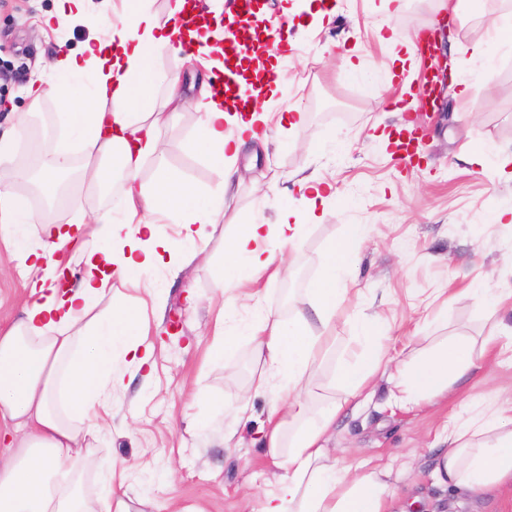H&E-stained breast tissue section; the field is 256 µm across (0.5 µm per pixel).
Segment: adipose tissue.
<instances>
[{"label": "adipose tissue", "instance_id": "obj_1", "mask_svg": "<svg viewBox=\"0 0 512 512\" xmlns=\"http://www.w3.org/2000/svg\"><path fill=\"white\" fill-rule=\"evenodd\" d=\"M185 6V0H175L162 16L150 0H120L112 9L107 41L83 57L58 56L51 65L57 79L49 89L27 88L32 108L49 95L67 109L70 140L58 146L38 183L48 200L57 199L58 175L71 165L76 149L89 161L83 181H97L92 160L112 154L123 162L125 181L121 209L97 214L91 232L74 234L47 222L36 237L23 230L36 220L28 197L0 183V240L31 273L37 295L22 318L0 332V417L29 430L20 445L8 441L0 447V512H88L82 476L96 461L81 447L77 426L93 422L97 405L122 385L115 360L139 369L153 351L143 339L146 321L139 309L116 307L93 322L88 315L119 287L137 284L156 267L178 274L185 261L196 257L195 244L205 228L224 215L223 192L198 191L172 169L158 168L151 186L139 180L143 160L156 155L169 121L153 93L159 80L154 60L178 56L189 42L206 55L208 69L224 67L209 25L180 23ZM254 95L242 112L231 113L212 84L200 90V122L188 147L202 152L223 180L233 176L246 144L269 140L262 127L276 92L261 87ZM306 188L303 211L280 204L275 223L253 217L242 225L228 246L219 288L235 287L270 268L274 257L260 249V242L273 237L282 246H296L303 230L299 215L315 217L327 200L321 181L310 180ZM160 216L183 226L184 250L159 251L153 226ZM360 235L355 226L344 241L326 246L307 302L293 307L288 323L264 311L244 328L266 367L253 388L274 395L262 441L284 470L259 500L257 512H389L392 489L386 470L331 457L327 446L338 414L380 371L379 358L369 353L340 368L342 399L315 412L306 401L336 316L351 297L342 276L358 260ZM76 259L82 265L79 288L59 291L56 280ZM480 359L469 337L441 340L390 374L391 393L404 406L431 403L478 369ZM482 403L483 412L455 424L449 433L436 474L472 492L512 488V401L500 403L491 393Z\"/></svg>", "mask_w": 512, "mask_h": 512}]
</instances>
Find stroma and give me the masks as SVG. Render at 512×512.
Instances as JSON below:
<instances>
[{"label": "stroma", "instance_id": "obj_1", "mask_svg": "<svg viewBox=\"0 0 512 512\" xmlns=\"http://www.w3.org/2000/svg\"><path fill=\"white\" fill-rule=\"evenodd\" d=\"M437 8V0H406L398 12L386 0H337L322 24L287 17L296 36L281 63L289 85L273 115L268 145L245 148L238 157L240 179L224 197L222 222L199 240L200 256L178 275L156 268L117 298L146 307L153 366L124 368V382L114 388L91 443L97 467L83 477L87 494L97 492L109 474L127 492L131 512H251L279 468L261 443L271 395H250V419H234L237 399L250 394L252 381L264 371L237 325L252 319L259 306L287 321L290 301L304 299L319 274L326 243L346 237L352 225L362 226L364 238L357 266L343 279L362 295L336 318V340L313 376L312 408L341 397L338 370L361 352L354 341L360 320H375L382 361L404 363L439 337L479 339L500 320L512 324L511 312L480 307L466 292L476 281L512 287V224L490 221L512 209V172L499 167L500 156H512V41L490 43V66L472 59L493 20L505 15V0H481L478 11L449 20L442 49L452 81L441 106L429 113L412 166H404L394 147L378 137L395 133L420 112L418 101H398L402 90L416 87V72L399 66L395 56L402 48L389 36L427 31ZM111 16L110 0H86L79 20L65 16L59 0H0V132L11 127L14 113L29 115L27 137L12 160L0 164V180L58 224L89 221L119 207L120 190L112 184L79 187L76 171L84 160L78 157L61 182L65 202L48 209L30 175L51 155L64 125L52 97H44L34 112L25 89L54 81L45 67L53 56L105 40ZM349 59L357 71L346 68ZM154 66L176 75L187 97L207 76L201 62L185 52L158 57ZM467 85L481 87L485 100L460 98ZM198 123V112L178 108L161 134L158 158L142 165L144 183L152 182L162 163L195 189L218 188V171L187 148ZM310 175L324 177L336 194L325 203L322 219L306 224L295 248L273 238L263 242L280 275L220 291L226 244L260 197L285 187L289 205L301 207L299 181ZM29 283L26 269L0 241L1 331L30 303ZM443 298L448 308L442 312ZM223 311L235 316L227 329L236 339L216 358L211 329ZM488 390L512 398L511 349L493 351L447 397L419 408L401 407L386 380L377 379L338 416L329 445L351 462L367 458L391 467L398 476L394 512H512L511 492L460 491L433 477L453 418L479 411L477 398ZM217 398L224 401L220 413L212 407ZM228 427L236 428L238 447H225Z\"/></svg>", "mask_w": 512, "mask_h": 512}]
</instances>
